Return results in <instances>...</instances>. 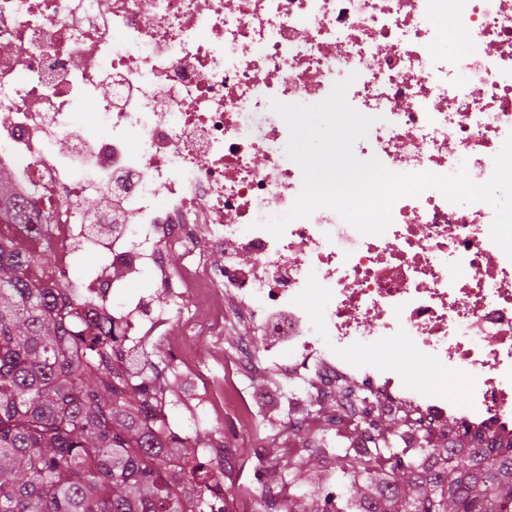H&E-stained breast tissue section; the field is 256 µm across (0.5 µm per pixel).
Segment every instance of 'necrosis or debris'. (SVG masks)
Here are the masks:
<instances>
[{
    "label": "necrosis or debris",
    "mask_w": 512,
    "mask_h": 512,
    "mask_svg": "<svg viewBox=\"0 0 512 512\" xmlns=\"http://www.w3.org/2000/svg\"><path fill=\"white\" fill-rule=\"evenodd\" d=\"M350 75L349 104L377 119L358 158L486 182L512 134V0H0V170L48 216L30 236L53 238L65 308L116 319L118 345L173 316L209 342L234 298L296 378L353 380L362 409L408 410L438 438L512 437V259L489 204L430 188L397 200L380 235L329 209L278 239L253 226L302 189L271 99L321 101ZM203 218L222 264L188 251L167 303L131 296ZM88 254L107 271L74 275ZM252 358L246 342L231 364L184 357L197 422L223 414Z\"/></svg>",
    "instance_id": "necrosis-or-debris-1"
}]
</instances>
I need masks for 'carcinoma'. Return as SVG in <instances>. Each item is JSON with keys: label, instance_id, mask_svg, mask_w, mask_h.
<instances>
[{"label": "carcinoma", "instance_id": "1", "mask_svg": "<svg viewBox=\"0 0 512 512\" xmlns=\"http://www.w3.org/2000/svg\"><path fill=\"white\" fill-rule=\"evenodd\" d=\"M50 265L0 235V512H228L239 475L168 438L161 389L112 361L113 322L58 307ZM322 395L339 413L354 388ZM361 422L339 454L326 416L303 448L319 474L289 466L322 512H512V441L433 442L401 414Z\"/></svg>", "mask_w": 512, "mask_h": 512}]
</instances>
